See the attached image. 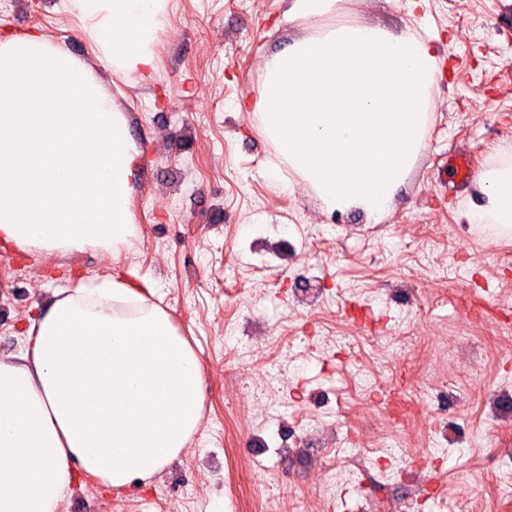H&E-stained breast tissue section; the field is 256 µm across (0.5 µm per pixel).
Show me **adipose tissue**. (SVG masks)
<instances>
[{"label": "adipose tissue", "instance_id": "1", "mask_svg": "<svg viewBox=\"0 0 512 512\" xmlns=\"http://www.w3.org/2000/svg\"><path fill=\"white\" fill-rule=\"evenodd\" d=\"M100 61L146 75L170 0H69ZM347 0H292L319 31L264 67L253 104L323 211L385 215L425 147L437 63L415 29L335 24ZM469 220L512 229V143ZM140 153L127 119L64 44L35 31L0 37V241L24 253L119 255L138 236L131 209ZM152 282L122 268L62 289L28 317L26 348L0 360V512H58L76 482L122 492L178 458L204 412L203 375Z\"/></svg>", "mask_w": 512, "mask_h": 512}]
</instances>
